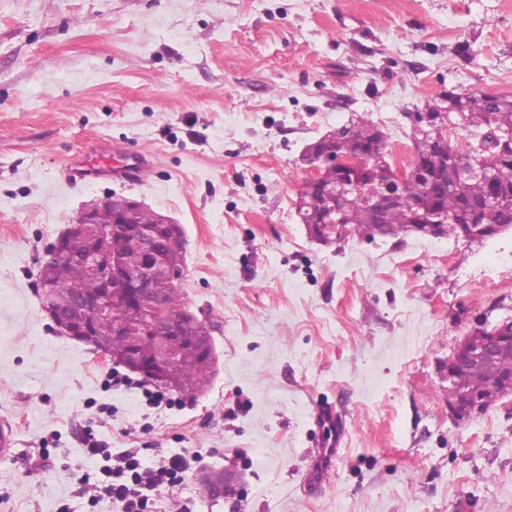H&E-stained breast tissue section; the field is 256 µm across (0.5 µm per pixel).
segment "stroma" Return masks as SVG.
I'll return each instance as SVG.
<instances>
[{"label":"stroma","instance_id":"stroma-1","mask_svg":"<svg viewBox=\"0 0 512 512\" xmlns=\"http://www.w3.org/2000/svg\"><path fill=\"white\" fill-rule=\"evenodd\" d=\"M512 96V0H0V512H121L89 442L180 457L153 512H512V395L448 412V358L512 320V231L481 240L356 231L311 241L295 214L303 148L352 116L413 157L436 93ZM129 178L68 180L100 140ZM136 198L185 232L175 288L210 327L205 391L154 407L140 375L61 335L37 269L89 205ZM347 434L324 492L302 477ZM237 471L234 501L197 477ZM314 423L319 427L330 428L333 435L326 443H320L311 452V464L302 481L303 490L309 497L318 496L323 492L326 476L346 435L343 414L331 408H318L314 415Z\"/></svg>","mask_w":512,"mask_h":512}]
</instances>
